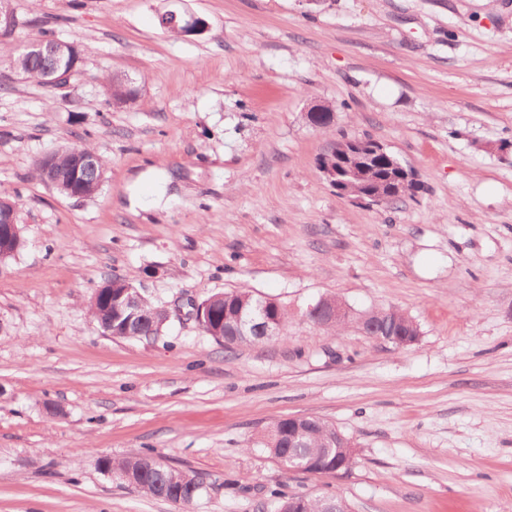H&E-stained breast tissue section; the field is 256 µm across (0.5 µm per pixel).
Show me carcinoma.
<instances>
[{
  "label": "carcinoma",
  "mask_w": 512,
  "mask_h": 512,
  "mask_svg": "<svg viewBox=\"0 0 512 512\" xmlns=\"http://www.w3.org/2000/svg\"><path fill=\"white\" fill-rule=\"evenodd\" d=\"M51 61L45 58L39 62L33 61L27 52L22 50L13 57V69L28 80L44 83ZM108 97L112 103L121 104L124 95V82L117 75H108L104 78ZM51 157L54 179L65 187L71 167L68 150L52 151L41 156L36 163L39 176H44L46 157ZM397 157L392 152L377 156L373 164L368 167L362 179H354L345 175L340 178L346 181L345 187L351 192L367 190L387 199V204H394L405 199H413L420 190V183H414L408 190L401 191L392 178L395 173L393 162ZM112 293V305L109 312H104L102 295L93 292L88 308L102 331L112 329V333L124 336L126 334L139 340H152L159 336L166 328L164 306L149 298H144L135 313H130L123 305L122 294L129 283L113 276L107 279ZM266 303V315L272 321L285 329L288 324V310L279 302L272 299H263L250 290H233L216 292L201 300L209 304V309L218 314L228 327L235 321L236 316L248 309ZM371 315L373 329L367 331L370 336H418L419 325L415 320L396 307L373 309L368 311ZM307 319L317 328L334 332L349 324L356 323L361 314H351L347 318L332 323L323 322L313 311H306ZM300 439L304 447L290 448L288 442L280 440L276 447L260 439L255 442L256 447L268 453L273 458L288 464V459L297 458L305 461L316 459L322 462L318 472L331 474L336 468L341 470L352 469L355 457L349 448L329 447L327 422L320 419L301 425ZM103 471L112 475V478L125 484H134L140 492L170 502L183 499L192 502L197 498L203 488V478L199 475L190 476L171 466H163L148 454L132 453L119 458H106L101 462ZM342 498L335 495L305 497V512H336V504Z\"/></svg>",
  "instance_id": "carcinoma-1"
}]
</instances>
